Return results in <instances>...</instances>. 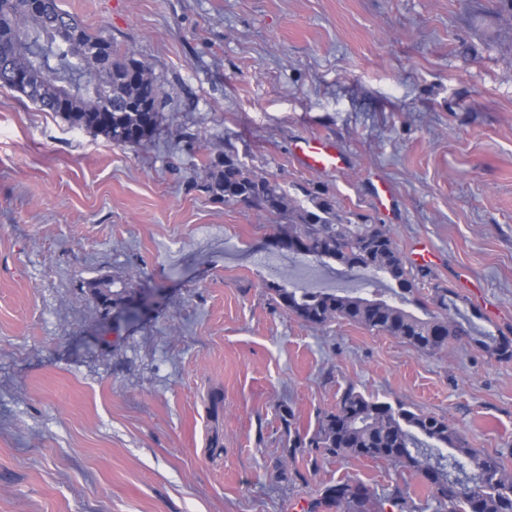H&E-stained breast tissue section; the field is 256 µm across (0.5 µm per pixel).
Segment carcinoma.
I'll return each instance as SVG.
<instances>
[{
    "label": "carcinoma",
    "mask_w": 512,
    "mask_h": 512,
    "mask_svg": "<svg viewBox=\"0 0 512 512\" xmlns=\"http://www.w3.org/2000/svg\"><path fill=\"white\" fill-rule=\"evenodd\" d=\"M66 16L59 0H47L45 14L29 20L23 49L11 52L13 67L29 73L28 85L18 92L73 127L119 144L147 145L158 126L161 87L146 74L133 50L120 49L102 31L91 33L77 25V37L61 39ZM91 42L105 46L104 57L112 70V102L117 107L110 112L100 111L102 102L83 90L96 67L82 59L83 46ZM61 85L74 91L63 110L55 105ZM203 189L215 200L245 202L267 217L286 221L288 252L357 269L366 285L385 282L394 297L390 302L268 285L277 303L298 319L318 326L344 319L428 354L442 350L452 338L471 335L462 322L446 315L427 311L423 319L405 309L418 291L419 274L407 265L385 228L351 223L334 196L310 192L305 206L277 180L247 169L230 148L210 160ZM484 347L499 360H512V340L506 337L494 338ZM290 443L336 456L382 460L406 470L427 488L436 512H512V470L502 454L473 449L443 417L400 403L394 406L352 388L344 391L336 410L318 416L311 437L296 431ZM386 501L400 512L410 509L398 488L381 497L364 483L344 481L324 486L307 512H384Z\"/></svg>",
    "instance_id": "cac0c4a2"
}]
</instances>
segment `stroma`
Returning <instances> with one entry per match:
<instances>
[{
  "label": "stroma",
  "instance_id": "35a3bbf8",
  "mask_svg": "<svg viewBox=\"0 0 512 512\" xmlns=\"http://www.w3.org/2000/svg\"><path fill=\"white\" fill-rule=\"evenodd\" d=\"M131 47L164 92L152 142L71 126L0 87V512H305L322 486L410 473L301 434L347 389L448 419L512 454V13L503 0H60ZM326 138L345 170L300 167ZM231 148L289 194L335 196L404 258L419 299L457 296L473 336L425 354L268 286L352 293L356 270L274 246L280 224L201 187ZM391 198L380 212L375 181ZM126 290L105 311L91 285Z\"/></svg>",
  "mask_w": 512,
  "mask_h": 512
}]
</instances>
